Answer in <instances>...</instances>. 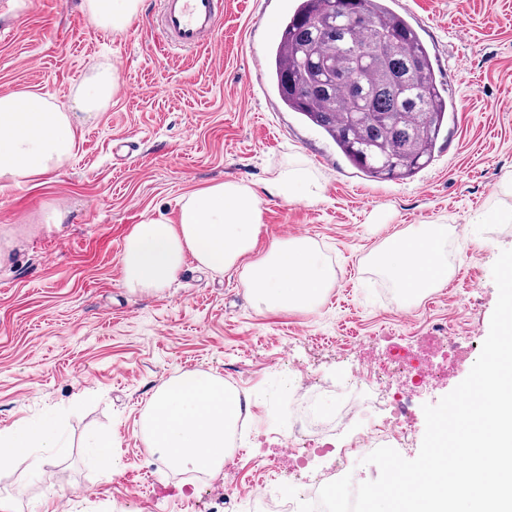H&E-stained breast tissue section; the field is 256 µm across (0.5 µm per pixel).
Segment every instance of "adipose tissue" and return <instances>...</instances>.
Segmentation results:
<instances>
[{"instance_id":"obj_1","label":"adipose tissue","mask_w":512,"mask_h":512,"mask_svg":"<svg viewBox=\"0 0 512 512\" xmlns=\"http://www.w3.org/2000/svg\"><path fill=\"white\" fill-rule=\"evenodd\" d=\"M142 6L143 0H83L93 22L113 32L125 30ZM118 83L116 69L98 70L81 91L78 119L37 93H1L0 187L37 181L60 169L72 154L79 122L94 119ZM262 226L261 199L248 186L223 181L192 191L178 199L175 219L147 216L133 225L121 255L123 284L134 292L163 290L191 257L213 271L238 273L257 308L315 309L334 285V269L304 237L273 242L260 259L242 264ZM447 241V225L412 224L385 239L369 262L410 299L447 284ZM239 411V397L222 380L186 372L157 391L144 443L177 466L219 471ZM63 445L52 423L0 430V469L31 450L51 454Z\"/></svg>"}]
</instances>
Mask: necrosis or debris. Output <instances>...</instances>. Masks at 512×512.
I'll return each mask as SVG.
<instances>
[{
    "label": "necrosis or debris",
    "mask_w": 512,
    "mask_h": 512,
    "mask_svg": "<svg viewBox=\"0 0 512 512\" xmlns=\"http://www.w3.org/2000/svg\"><path fill=\"white\" fill-rule=\"evenodd\" d=\"M428 343L434 354L449 365L478 347L476 336L450 333L444 323L432 324ZM441 374V367L434 366L421 348L395 344L384 358L360 361L340 384L298 376L287 402L291 427L282 441V451L292 467L303 468L307 452L335 450L336 439L352 423L361 422L362 427L345 449L335 450L340 464L303 482L297 500L282 498L272 491L270 481L276 478L278 466L269 463V479L251 492L245 512H298L299 502L317 501L323 485L346 475L350 458L367 456L386 443L399 451L412 447L416 434L410 419L409 393ZM321 393L335 396L336 403L330 410L318 405L317 396Z\"/></svg>",
    "instance_id": "1"
}]
</instances>
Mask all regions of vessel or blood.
Segmentation results:
<instances>
[{"mask_svg":"<svg viewBox=\"0 0 512 512\" xmlns=\"http://www.w3.org/2000/svg\"><path fill=\"white\" fill-rule=\"evenodd\" d=\"M218 0H161L158 29L168 47L189 51L215 43Z\"/></svg>","mask_w":512,"mask_h":512,"instance_id":"1","label":"vessel or blood"}]
</instances>
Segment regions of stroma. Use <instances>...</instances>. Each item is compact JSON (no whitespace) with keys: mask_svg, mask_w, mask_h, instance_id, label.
Returning a JSON list of instances; mask_svg holds the SVG:
<instances>
[{"mask_svg":"<svg viewBox=\"0 0 512 512\" xmlns=\"http://www.w3.org/2000/svg\"><path fill=\"white\" fill-rule=\"evenodd\" d=\"M81 3L0 0V93L37 92L71 112L98 69L119 72L117 92L79 127L58 172L0 188V429L56 418L65 442L54 456L34 451L0 469V498L13 512H241L240 497L288 433L283 353L335 377L413 342L434 320L487 337L498 299L491 268L512 249V223L477 218L512 206L499 190L512 175V0H394L456 105L432 163L403 181L365 177L256 69L278 40L267 17L292 13L295 0H224L219 62L208 49L169 50L156 27L160 0H144L117 33ZM297 160L320 191L265 197L251 257L307 237L336 270L315 310L258 309L238 274L191 259L171 288L124 287V238L142 217L175 218L182 195L217 181L260 188ZM54 205L67 209L64 223H44ZM410 224L447 225L455 275L397 308L392 284L365 258ZM474 288L483 297L476 320L463 305ZM471 368L460 364L415 394L416 433L424 405ZM188 370L246 379L239 395L253 419L249 453L202 484L176 478L142 439L157 390ZM96 436L112 441L108 481L94 461Z\"/></svg>","mask_w":512,"mask_h":512,"instance_id":"35a3bbf8","label":"stroma"}]
</instances>
